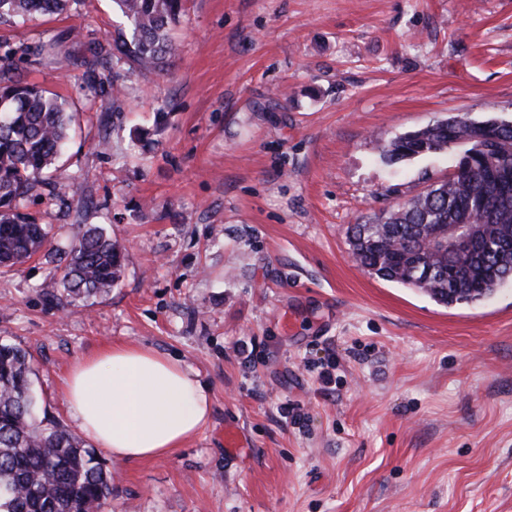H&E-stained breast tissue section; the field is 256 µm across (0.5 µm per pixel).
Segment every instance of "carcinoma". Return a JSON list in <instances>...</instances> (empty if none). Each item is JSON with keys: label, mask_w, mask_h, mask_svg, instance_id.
I'll return each instance as SVG.
<instances>
[{"label": "carcinoma", "mask_w": 512, "mask_h": 512, "mask_svg": "<svg viewBox=\"0 0 512 512\" xmlns=\"http://www.w3.org/2000/svg\"><path fill=\"white\" fill-rule=\"evenodd\" d=\"M73 0H0V20L31 13L60 14ZM124 27L110 48H89L85 81L118 101L132 70L167 71L177 54L170 36L183 0H113ZM112 75L99 74L102 54ZM10 53L0 55V267L24 263L46 250L45 228L20 212L43 184L42 172L69 135L64 102L11 76ZM460 149V171L396 209L349 227L354 261L389 282L422 289L449 306L487 297L512 279V124L450 117L395 137L385 156L401 161ZM450 224H484L489 245L462 258L424 252L429 232ZM122 248L98 227L88 228L54 267L73 299L105 296L122 276ZM24 349L0 344V512H103L112 471L53 418L36 417Z\"/></svg>", "instance_id": "carcinoma-1"}]
</instances>
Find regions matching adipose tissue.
Masks as SVG:
<instances>
[{"label":"adipose tissue","instance_id":"1","mask_svg":"<svg viewBox=\"0 0 512 512\" xmlns=\"http://www.w3.org/2000/svg\"><path fill=\"white\" fill-rule=\"evenodd\" d=\"M64 401L81 432L122 461L169 457L211 416L209 393L180 358L111 344L77 361Z\"/></svg>","mask_w":512,"mask_h":512}]
</instances>
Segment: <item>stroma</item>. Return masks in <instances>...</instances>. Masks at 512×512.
<instances>
[{"label": "stroma", "instance_id": "1", "mask_svg": "<svg viewBox=\"0 0 512 512\" xmlns=\"http://www.w3.org/2000/svg\"><path fill=\"white\" fill-rule=\"evenodd\" d=\"M119 23L79 0L0 25L17 76L73 115L22 212L53 249L97 224L124 251L86 303L45 258L0 273V342L74 435L62 380L106 344L173 354L211 394L175 456L108 459L105 512H512V281L445 306L348 242L453 170L451 152L389 162L391 139L512 121V0H185L173 67L116 105L78 61ZM47 40L75 65L28 55Z\"/></svg>", "mask_w": 512, "mask_h": 512}]
</instances>
